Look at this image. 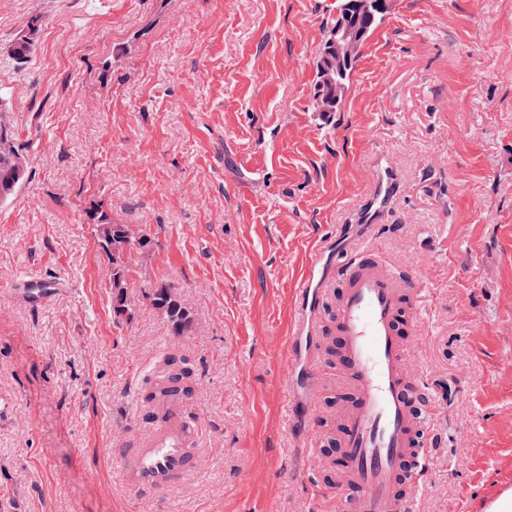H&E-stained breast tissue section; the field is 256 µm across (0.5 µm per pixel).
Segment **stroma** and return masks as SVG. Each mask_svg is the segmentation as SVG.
Listing matches in <instances>:
<instances>
[{
  "instance_id": "obj_1",
  "label": "stroma",
  "mask_w": 512,
  "mask_h": 512,
  "mask_svg": "<svg viewBox=\"0 0 512 512\" xmlns=\"http://www.w3.org/2000/svg\"><path fill=\"white\" fill-rule=\"evenodd\" d=\"M341 0H0V60L29 158L0 205V512H310L297 469L336 435L334 386L286 394L298 281L322 241L371 237L429 293L413 332L441 400L420 512H483L512 488V0H391L332 123L315 62ZM399 189L357 220L381 169ZM150 231L115 320L86 211ZM175 286L196 329L141 295ZM177 354L194 371L201 465L125 495L110 450L137 387ZM299 414L286 422L287 404ZM36 19H32L27 28L20 31L15 41L9 46L7 53L15 60H27L35 49V31L37 28ZM44 282L37 279H29L22 282H13L8 291L13 297L21 296L29 304L39 305L44 303L56 288L52 285L43 286Z\"/></svg>"
}]
</instances>
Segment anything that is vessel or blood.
Wrapping results in <instances>:
<instances>
[{"instance_id":"obj_1","label":"vessel or blood","mask_w":512,"mask_h":512,"mask_svg":"<svg viewBox=\"0 0 512 512\" xmlns=\"http://www.w3.org/2000/svg\"><path fill=\"white\" fill-rule=\"evenodd\" d=\"M398 184L383 170L375 181L362 221L373 224ZM329 279L318 287L305 276L296 288L291 358L307 352L310 382L323 372L317 346L335 336L336 381L346 410L336 426L340 456L335 486L313 500V512H419L438 404L432 388L411 367L403 340L422 309L413 278L391 268L371 241L331 244ZM12 296L39 305L53 293L42 281L12 283ZM137 429L113 450L119 488L149 497L177 486L199 466V430L190 417L181 381L157 372L135 394Z\"/></svg>"}]
</instances>
